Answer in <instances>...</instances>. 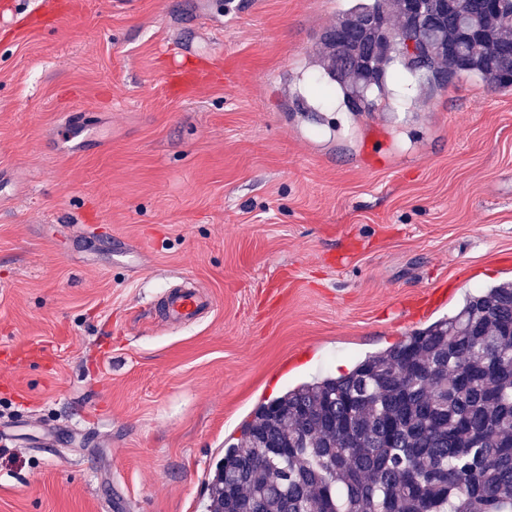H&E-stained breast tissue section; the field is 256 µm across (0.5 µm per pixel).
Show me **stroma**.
I'll use <instances>...</instances> for the list:
<instances>
[{"label":"stroma","instance_id":"stroma-1","mask_svg":"<svg viewBox=\"0 0 512 512\" xmlns=\"http://www.w3.org/2000/svg\"><path fill=\"white\" fill-rule=\"evenodd\" d=\"M57 2L0 0V512H206L259 404L512 279V91L387 96L369 165L315 64L360 0ZM221 72L222 64L218 59L192 68L174 61L166 79L171 89L184 94L189 90L209 84L218 78ZM159 302L173 316L189 321L200 318L209 307L207 297L196 289L166 292L160 296Z\"/></svg>","mask_w":512,"mask_h":512}]
</instances>
